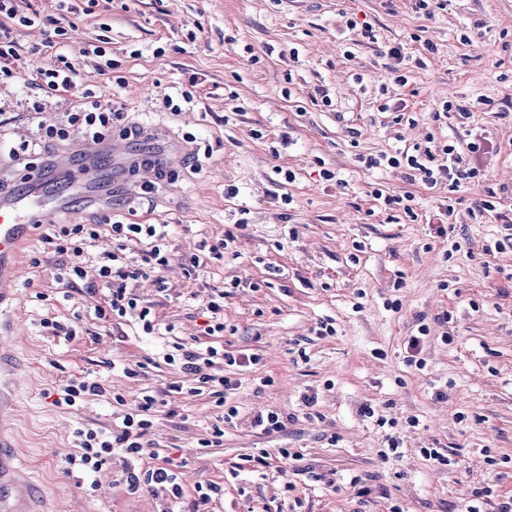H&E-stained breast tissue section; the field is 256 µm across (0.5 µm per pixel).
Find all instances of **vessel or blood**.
Segmentation results:
<instances>
[{"instance_id": "1", "label": "vessel or blood", "mask_w": 512, "mask_h": 512, "mask_svg": "<svg viewBox=\"0 0 512 512\" xmlns=\"http://www.w3.org/2000/svg\"><path fill=\"white\" fill-rule=\"evenodd\" d=\"M105 147L85 142L78 151V163L68 166V181L85 193L100 190L101 166ZM78 209L68 194L57 195L51 203H43L36 179L13 185L9 178L0 179V305L15 300L14 290L22 265L21 253L35 230L54 221L59 214L75 215ZM19 368L9 349L0 350V409L12 405L21 391ZM13 437L0 431V512H36L34 489L16 465Z\"/></svg>"}]
</instances>
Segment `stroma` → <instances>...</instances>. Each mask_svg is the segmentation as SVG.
I'll return each instance as SVG.
<instances>
[{"label":"stroma","mask_w":512,"mask_h":512,"mask_svg":"<svg viewBox=\"0 0 512 512\" xmlns=\"http://www.w3.org/2000/svg\"><path fill=\"white\" fill-rule=\"evenodd\" d=\"M71 5L66 41L79 90L122 103L145 139L104 166L108 204L79 196L76 216L43 231L97 225L84 257L93 270L112 247L108 222L167 225L168 262L135 292L174 334L96 319L108 288L67 287L41 240L26 249L5 313L18 324L24 369L17 464L43 512H191L197 486L208 483L221 488L208 512H465L483 493L485 512H496L512 497V248L482 247L512 225V0H447L428 17L412 0ZM363 23L373 38L362 36ZM42 31L39 22L14 28L22 74L0 82V145L36 138L39 123H57L66 110L35 84L57 64ZM428 41L434 51H425ZM397 44L424 60L403 86L387 54ZM89 45L105 49L123 85L99 74L97 57L81 55ZM186 91L192 103H183ZM444 101L472 110L436 118ZM472 141L479 175L453 196L447 183L410 182L403 169L364 163L416 144ZM135 154L155 156L167 173L152 192L127 177ZM377 189L411 195L417 220L386 209ZM489 196L495 211L479 213ZM230 232L235 243L209 253ZM218 295L224 332L214 344L262 361L225 367L237 382L227 403L239 420L217 445H200L217 422L209 396L170 393L157 413L141 466L173 459L182 498L148 487L128 493L117 458L91 479L68 470L75 430L108 429L121 416L113 395L132 406L142 389L182 381L164 355L174 338L202 336L205 306ZM52 317L72 323L76 336L45 331ZM325 319L334 335H319ZM418 334L416 366L406 342ZM138 363L140 376L127 377L124 366ZM76 377L101 378L108 396L53 405L49 391ZM312 393L315 405L305 406ZM270 411L285 427L265 435L251 421ZM262 448L299 457L278 473L251 462ZM426 448L444 449L447 464L426 460Z\"/></svg>","instance_id":"obj_1"}]
</instances>
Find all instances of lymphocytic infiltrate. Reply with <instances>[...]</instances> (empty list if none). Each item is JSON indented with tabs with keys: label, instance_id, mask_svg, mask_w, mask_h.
Here are the masks:
<instances>
[{
	"label": "lymphocytic infiltrate",
	"instance_id": "f902f5d3",
	"mask_svg": "<svg viewBox=\"0 0 512 512\" xmlns=\"http://www.w3.org/2000/svg\"><path fill=\"white\" fill-rule=\"evenodd\" d=\"M33 18L24 13L17 0H0V75L14 78L19 74L20 55L12 37L13 28L17 25H33ZM72 68L44 71L41 75V88L44 92L65 97L72 93H80L81 99L74 112L68 113L65 124L47 127L41 141L21 143L10 148L9 154L24 164L26 171H33L42 157V143H63L70 137L71 128H80L83 134L93 140L109 141L113 127H121L122 139L135 141L143 137L145 130L137 124H126L124 108L118 103H105L94 93L78 92L73 79ZM392 168H404L407 171H421L425 174L428 184L447 181L449 191H456L461 184L471 182L479 171L466 163L464 157L455 146H442L440 154H427L426 158L416 155L404 157L390 156L387 159L367 158V167L376 168L381 164ZM115 245L111 251L105 252L96 276L107 285L109 295L104 305L96 307L98 318L125 322L127 318L138 321L144 333H153L156 319L150 307L140 305L134 291L136 282L149 278L155 266L166 264L168 258L163 250L168 235L162 224H120L111 226ZM96 231H85L83 225L73 228H62L60 234L44 236L43 241L61 259L62 278L68 286H76L84 280L87 272L82 257L88 242L96 240ZM149 240L150 250L141 253L140 257L127 256L125 250L128 243ZM180 370L188 381L202 388L222 387L234 389V381L223 374L216 373V365L248 366L258 364V354L235 355L214 346L198 348L193 345L177 344ZM165 400L161 393L155 391L142 392L134 410L124 413L112 429L80 428L76 431L79 442L78 454L68 456L66 462L71 466H80L85 474L99 472L104 466L111 464L113 453H120L124 460V482L129 493H137L142 485H150L163 489L172 498L182 496V487L177 481L174 470L166 465H158L144 470L139 466L144 458L148 443L146 436L153 425V418Z\"/></svg>",
	"mask_w": 512,
	"mask_h": 512
}]
</instances>
